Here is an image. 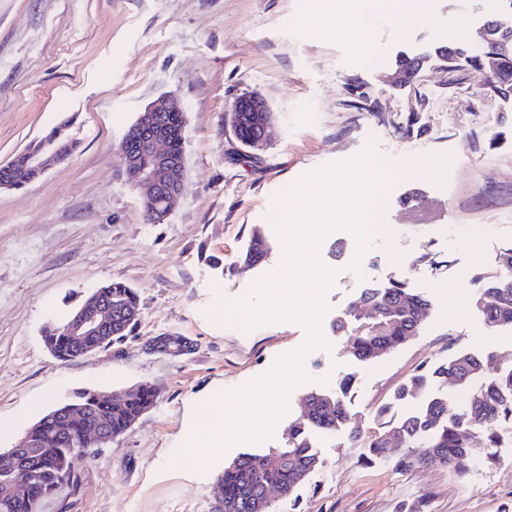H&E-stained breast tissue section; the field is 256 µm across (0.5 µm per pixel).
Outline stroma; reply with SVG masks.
Segmentation results:
<instances>
[{
  "mask_svg": "<svg viewBox=\"0 0 512 512\" xmlns=\"http://www.w3.org/2000/svg\"><path fill=\"white\" fill-rule=\"evenodd\" d=\"M308 4L0 0V163L62 124L77 143L65 163L0 190V448L75 390H157L155 404L96 448L77 470V487L43 512H211L225 467L242 453L283 446L307 392L356 374L349 407L365 429L380 406L395 421L418 408L393 394L420 365L461 349L487 358L490 378L498 359L512 360V335L485 325L472 281L512 243V97L491 92L485 71H449L433 54L462 34L476 41L485 20L506 13L504 0H429L430 21L402 30L387 20L359 38L341 27L323 31ZM416 56L424 64L414 81H397L400 60ZM245 92L263 96L275 116L269 145L256 153L224 125ZM168 94L187 108V177L165 222L147 224L117 148L138 113ZM367 148L430 175L387 179L385 232L364 256L348 231L322 239L319 259L338 272L324 294L329 349L307 356L310 380L292 392L269 439L232 445L197 470L182 441L203 402L265 374L306 338L297 322L247 331L216 321L215 308L254 296L258 280L280 265L270 215L291 186ZM257 228L270 250L251 266L243 254ZM425 252L437 265L419 262ZM398 277L431 299V313L403 347L359 365L336 320L366 282ZM111 281L135 289V327L88 356L56 359L43 328ZM166 333L185 336L192 349L146 350ZM313 443L321 468L292 496L272 493V512H401L419 501L425 512H512V443L491 460L475 441L462 476L437 464H362L360 442L341 431L314 433Z\"/></svg>",
  "mask_w": 512,
  "mask_h": 512,
  "instance_id": "stroma-1",
  "label": "stroma"
}]
</instances>
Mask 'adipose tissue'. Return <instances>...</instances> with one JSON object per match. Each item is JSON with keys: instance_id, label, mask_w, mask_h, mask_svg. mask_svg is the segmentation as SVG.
<instances>
[{"instance_id": "ef3b65f1", "label": "adipose tissue", "mask_w": 512, "mask_h": 512, "mask_svg": "<svg viewBox=\"0 0 512 512\" xmlns=\"http://www.w3.org/2000/svg\"><path fill=\"white\" fill-rule=\"evenodd\" d=\"M309 12L325 28L341 23L349 25L356 34L385 19L405 28L429 18L427 0H309Z\"/></svg>"}]
</instances>
